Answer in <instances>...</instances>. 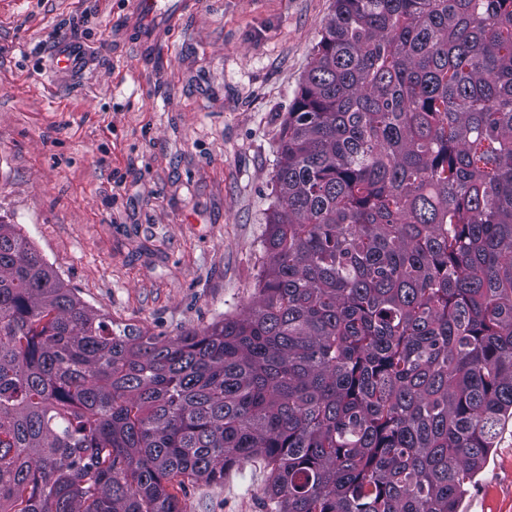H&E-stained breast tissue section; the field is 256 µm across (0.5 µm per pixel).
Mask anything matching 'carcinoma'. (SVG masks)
Segmentation results:
<instances>
[{
  "instance_id": "obj_1",
  "label": "carcinoma",
  "mask_w": 512,
  "mask_h": 512,
  "mask_svg": "<svg viewBox=\"0 0 512 512\" xmlns=\"http://www.w3.org/2000/svg\"><path fill=\"white\" fill-rule=\"evenodd\" d=\"M246 311H93L0 223V512H459L512 420V0H336ZM267 476L265 463L255 458L227 472L223 483H186L177 495L183 512H269Z\"/></svg>"
}]
</instances>
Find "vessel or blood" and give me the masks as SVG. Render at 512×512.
Masks as SVG:
<instances>
[{
	"instance_id": "1",
	"label": "vessel or blood",
	"mask_w": 512,
	"mask_h": 512,
	"mask_svg": "<svg viewBox=\"0 0 512 512\" xmlns=\"http://www.w3.org/2000/svg\"><path fill=\"white\" fill-rule=\"evenodd\" d=\"M188 8V0H171L159 7L158 0H130L129 24L138 35L141 50L157 51L174 37L180 14Z\"/></svg>"
}]
</instances>
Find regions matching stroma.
<instances>
[{
    "label": "stroma",
    "mask_w": 512,
    "mask_h": 512,
    "mask_svg": "<svg viewBox=\"0 0 512 512\" xmlns=\"http://www.w3.org/2000/svg\"><path fill=\"white\" fill-rule=\"evenodd\" d=\"M196 2L146 57L128 0H0V222L90 308L167 338L245 310L282 123L334 11ZM266 483L255 458L178 497L183 512H268ZM462 512H512V424Z\"/></svg>",
    "instance_id": "1"
}]
</instances>
